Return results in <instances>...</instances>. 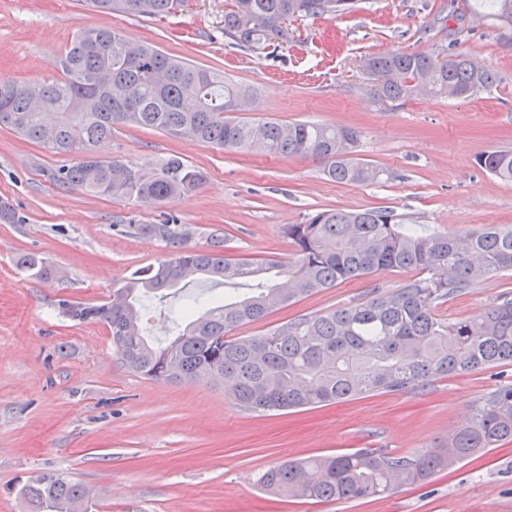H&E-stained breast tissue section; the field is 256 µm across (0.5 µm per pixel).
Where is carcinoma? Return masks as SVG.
Returning a JSON list of instances; mask_svg holds the SVG:
<instances>
[{
    "label": "carcinoma",
    "mask_w": 512,
    "mask_h": 512,
    "mask_svg": "<svg viewBox=\"0 0 512 512\" xmlns=\"http://www.w3.org/2000/svg\"><path fill=\"white\" fill-rule=\"evenodd\" d=\"M475 14L500 29H512V0H477ZM185 0H92L101 12L167 17ZM354 0H232L224 12V37L252 52L269 47L272 27L291 19L322 18L352 9ZM364 64L390 76L384 100L404 101L422 93L468 98L490 88L494 73L471 56L438 58L422 52L371 55ZM56 65L62 77L41 83L44 108L34 110L24 85L0 86V125L52 155L75 162L60 168L57 185L93 197L141 204L167 202L196 191L205 173L177 156L137 165L98 156L97 145L112 131L143 127L225 150L308 159L337 183H374L383 171L355 157L362 132L314 122L229 117L239 99L254 109L258 91L172 56L153 44H134L109 28L78 33ZM112 71V87L92 82ZM476 164L512 181V150H491ZM135 233L163 241L171 258L132 272L103 304H59L79 323H102L121 363L152 381L193 382L216 377L243 409L254 413L316 408L361 395L400 393L452 374L512 365V298L482 312L446 322L435 305L491 274L512 273V229L489 224L477 232L433 233L404 224L387 209L320 210L285 234L296 260L224 257V241L206 250L187 246V224H135ZM17 268L49 281L53 269L33 253H21ZM383 268L420 273L393 293L373 292L367 301L324 314L302 315L259 336L230 332L257 323L276 307L364 279ZM215 286L246 287L221 300L186 306L166 346L153 344L143 325L141 297L188 284L186 271ZM512 443V384L480 401L471 423L448 443L422 454L358 448L336 455L286 460L259 477L275 495L350 503L387 497L402 485L422 484L438 472ZM19 494L33 512H73L98 504L83 484L59 474L31 477Z\"/></svg>",
    "instance_id": "cac0c4a2"
}]
</instances>
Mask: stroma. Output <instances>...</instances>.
<instances>
[{"label": "stroma", "mask_w": 512, "mask_h": 512, "mask_svg": "<svg viewBox=\"0 0 512 512\" xmlns=\"http://www.w3.org/2000/svg\"><path fill=\"white\" fill-rule=\"evenodd\" d=\"M231 0H188L175 14L136 17L89 10L82 0H0V82H50L75 34L121 31L189 63L258 89L253 119L341 124L362 131V160L381 167L376 183L338 184L320 164L228 151L153 130L122 127L102 142V157L155 164L169 156L201 168L193 193L161 204L90 197L59 187L64 156L45 153L0 128V203L24 221L0 224V512H29L18 490L28 477L62 473L99 501L98 512H512V443L423 484L352 503L291 500L263 492L258 475L288 459L377 448L418 454L464 428L488 392L512 383V367L440 378L404 393H378L287 414L245 411L208 382H154L118 360L101 324L65 317L58 302L103 303L139 267L169 248L134 234L167 217L190 225V247L224 239V253L255 260L292 258L285 236L323 209H389L435 232L512 228V182L475 159L512 149V33L478 20L473 0H356L350 13L291 22L287 42L253 53L224 36ZM455 51L476 57L497 80L470 98L374 97L366 55ZM33 253L54 266L44 282L14 259ZM385 269L273 311L238 328L254 336L304 314L391 293L413 279ZM512 296V276H490L439 303L447 320L479 313ZM184 293L147 294L152 340L173 335Z\"/></svg>", "instance_id": "1"}]
</instances>
